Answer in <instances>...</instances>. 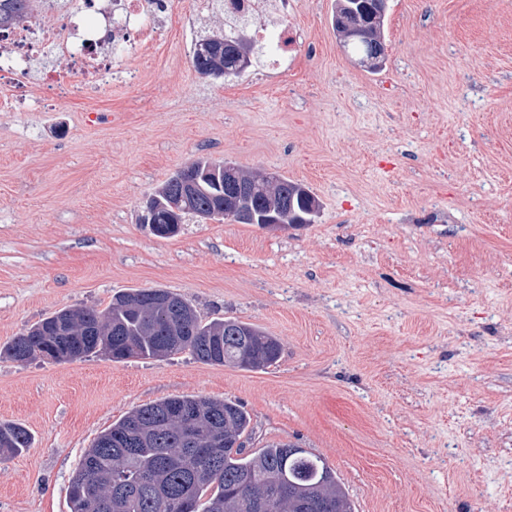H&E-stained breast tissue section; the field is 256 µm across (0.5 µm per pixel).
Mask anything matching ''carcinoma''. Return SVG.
<instances>
[{"instance_id": "cac0c4a2", "label": "carcinoma", "mask_w": 512, "mask_h": 512, "mask_svg": "<svg viewBox=\"0 0 512 512\" xmlns=\"http://www.w3.org/2000/svg\"><path fill=\"white\" fill-rule=\"evenodd\" d=\"M387 7L375 0H335L332 23L347 16L369 23L368 42L344 46L358 63L372 70L386 58ZM32 18V0H8L0 9V31ZM251 50L240 35L224 31V67L237 75V46ZM211 160L197 159L190 170L199 188L182 192L170 177L156 194L151 231L165 236L173 210L179 218L201 221L224 210L237 224H259L266 209L241 216L242 204L224 197L229 182L261 180L241 170L213 180ZM270 203L284 224H310L319 204L303 185L275 177ZM168 309L160 311L152 289L141 288L112 298L102 310H59L16 337L0 353L15 362L35 358L63 362L105 355L113 360L161 359L189 352L209 364L258 371L277 363L281 343L255 326L235 319L203 320L193 306L167 291ZM250 417L233 401L196 396L166 397L141 405L102 432L81 457L69 482L71 512H355L348 492L330 466L294 444L269 442L246 453ZM31 446L28 431L0 422V459Z\"/></svg>"}]
</instances>
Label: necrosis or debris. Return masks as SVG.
<instances>
[{
	"label": "necrosis or debris",
	"mask_w": 512,
	"mask_h": 512,
	"mask_svg": "<svg viewBox=\"0 0 512 512\" xmlns=\"http://www.w3.org/2000/svg\"><path fill=\"white\" fill-rule=\"evenodd\" d=\"M224 19L230 29L247 28L254 41L265 42V31L255 28L259 19L278 22L279 44L291 38L283 21L288 0H224ZM64 21L50 27L26 22L0 33V80L17 91L0 99V106L16 110L25 106L30 86L54 87L60 82L49 65L33 71L32 64L52 55L72 62L79 86L103 83L111 62L125 46H153L157 20L168 8L167 0H62Z\"/></svg>",
	"instance_id": "1"
}]
</instances>
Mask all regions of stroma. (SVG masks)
Wrapping results in <instances>:
<instances>
[{"instance_id": "obj_1", "label": "stroma", "mask_w": 512, "mask_h": 512, "mask_svg": "<svg viewBox=\"0 0 512 512\" xmlns=\"http://www.w3.org/2000/svg\"><path fill=\"white\" fill-rule=\"evenodd\" d=\"M169 0L145 54L46 108L0 109V347L61 309L164 288L206 320L282 344L262 371L190 354L0 356V512H69L85 450L165 397L238 402L253 452L288 442L335 470L356 512H512V0H388L386 60L340 45L334 0H288L278 67L201 78L224 14ZM200 157L308 187L314 223L186 218L148 198ZM31 436L28 431L17 424L0 422V459H6L30 448ZM5 447V448H4Z\"/></svg>"}]
</instances>
